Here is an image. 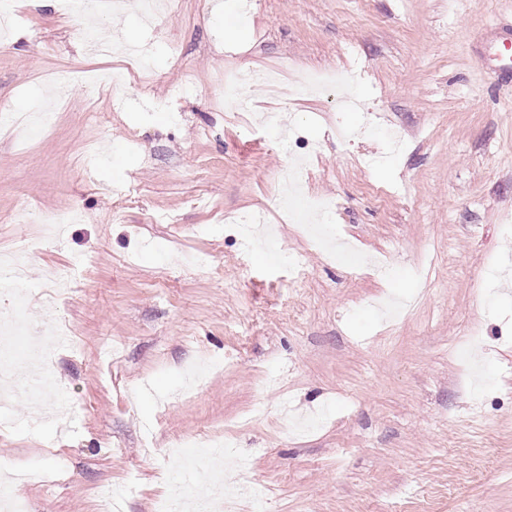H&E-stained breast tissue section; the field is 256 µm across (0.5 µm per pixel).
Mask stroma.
<instances>
[{"label":"stroma","instance_id":"35a3bbf8","mask_svg":"<svg viewBox=\"0 0 512 512\" xmlns=\"http://www.w3.org/2000/svg\"><path fill=\"white\" fill-rule=\"evenodd\" d=\"M14 2L0 109L54 118L0 137V257L37 244L18 313L70 398L65 426L23 396L0 422V481L26 475L27 512H97L106 486L155 512L187 463L208 496L202 444L226 436L248 464H225L223 491L264 494L238 512H512V77L490 59L512 47V0H168L152 25L96 19L148 48V71L92 51L85 12ZM283 65L278 97L219 94L225 74ZM347 69L362 80L294 93ZM77 70L122 81L92 95ZM298 156L330 216L278 204ZM62 210L78 218L58 236ZM258 211L277 253L224 221ZM77 256L57 297L49 274ZM63 324L79 354L55 345Z\"/></svg>","mask_w":512,"mask_h":512}]
</instances>
